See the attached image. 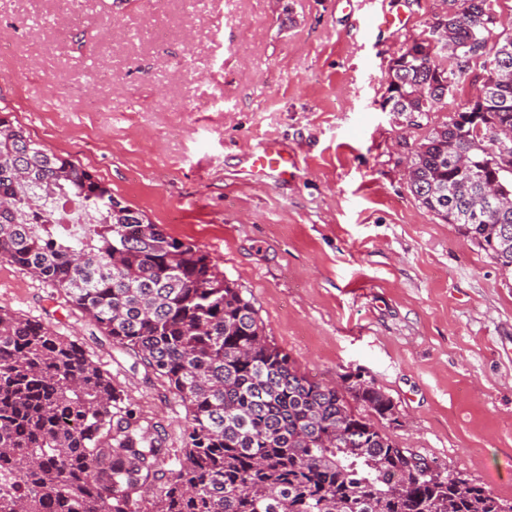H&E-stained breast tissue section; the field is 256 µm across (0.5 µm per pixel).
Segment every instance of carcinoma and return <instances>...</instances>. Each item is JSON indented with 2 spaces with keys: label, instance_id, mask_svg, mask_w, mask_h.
Wrapping results in <instances>:
<instances>
[{
  "label": "carcinoma",
  "instance_id": "cac0c4a2",
  "mask_svg": "<svg viewBox=\"0 0 512 512\" xmlns=\"http://www.w3.org/2000/svg\"><path fill=\"white\" fill-rule=\"evenodd\" d=\"M493 0H444V36L395 56L392 112H446L475 59L468 100L483 136L443 122L410 157L421 206L512 275V35ZM76 207L84 223H64ZM0 260L64 295L163 379L186 411L184 459L120 406L110 375L74 341L0 308V512H512L481 485L428 473L349 400L394 405L355 381L340 390L272 344L252 299L200 247L168 235L69 155L0 113ZM355 429L360 448L338 432Z\"/></svg>",
  "mask_w": 512,
  "mask_h": 512
}]
</instances>
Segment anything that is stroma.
<instances>
[{"label": "stroma", "instance_id": "obj_1", "mask_svg": "<svg viewBox=\"0 0 512 512\" xmlns=\"http://www.w3.org/2000/svg\"><path fill=\"white\" fill-rule=\"evenodd\" d=\"M109 2L73 0L84 20L56 44L52 0H0V110L207 251L302 372L362 376L394 405L382 433L512 501V277L410 190L406 160L446 112L381 108L439 0ZM270 140L296 176L249 177ZM0 307L78 341L177 466L185 410L162 379L1 261Z\"/></svg>", "mask_w": 512, "mask_h": 512}]
</instances>
